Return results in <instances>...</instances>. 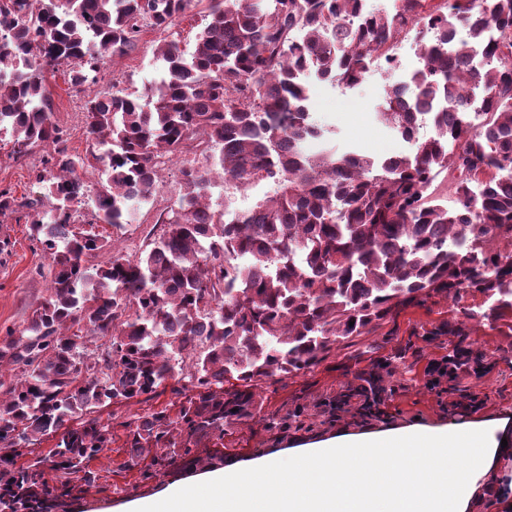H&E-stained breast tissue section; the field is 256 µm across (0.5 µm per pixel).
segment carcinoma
Wrapping results in <instances>:
<instances>
[{
  "instance_id": "cac0c4a2",
  "label": "carcinoma",
  "mask_w": 512,
  "mask_h": 512,
  "mask_svg": "<svg viewBox=\"0 0 512 512\" xmlns=\"http://www.w3.org/2000/svg\"><path fill=\"white\" fill-rule=\"evenodd\" d=\"M195 2L0 0V129L17 160L45 151V192L1 189L0 215L30 225L51 276L26 326L0 340V512H67L95 487L89 463L112 442V425L85 415L167 379L184 382L178 414L125 423L122 467L145 462L151 478L178 459L191 470L224 464L193 452L247 420L279 435L313 430L312 415L321 426L344 415L369 423L406 355L382 354L376 337L427 298L482 297L463 320L422 328L446 350L432 384L452 392L496 365L473 333L512 309V0H396L391 13L365 0H209L194 50L158 47L162 73L139 94L88 93L103 58L128 54L144 29L171 27ZM459 24L467 36L452 43ZM412 30L422 66L385 85L375 112L410 152H337L309 112L307 79L353 87ZM61 66L87 93L84 158L47 93L46 74ZM426 119L433 132L421 137ZM182 156L180 194L144 248L128 253L72 224L87 198L95 223L123 228L134 208L156 207L162 164ZM88 168L104 178L85 181ZM442 173L453 208L427 194ZM260 183L271 191L244 209H217L208 195L220 184L229 201ZM93 339L102 344L91 350ZM344 350L351 378L338 390L264 412L262 383ZM50 434L47 455L17 464Z\"/></svg>"
}]
</instances>
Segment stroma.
Wrapping results in <instances>:
<instances>
[{
	"instance_id": "1",
	"label": "stroma",
	"mask_w": 512,
	"mask_h": 512,
	"mask_svg": "<svg viewBox=\"0 0 512 512\" xmlns=\"http://www.w3.org/2000/svg\"><path fill=\"white\" fill-rule=\"evenodd\" d=\"M208 22L205 5H198L180 18L172 28L160 31L146 29L136 50L129 54L105 59L101 65V90L117 87L124 92L140 91L145 83L157 78L162 63L155 56L156 47L164 42H178L184 52H192L197 34ZM417 50L405 46L396 65L377 60L365 74L361 83L352 89H342L327 82L310 80V110L317 123L332 133V143L337 150H353L374 159L409 151V144L388 126L376 120L375 108L385 84L405 79L419 68ZM47 91L53 102L55 117L69 128V147L73 153L85 154L89 140L86 134L82 98L68 90L63 72L47 75ZM12 143L9 133L0 134V188L9 189L14 195L35 194L41 186L36 173L41 169L42 152L17 161L11 156ZM155 222V212L141 208L122 231H115L107 224L97 225L96 230L108 239L118 240L127 252H135L145 242ZM0 240L5 247L0 250V338L7 331L21 330L34 308L48 295L50 277L49 259L40 245L30 236L29 225L16 223L13 216H0ZM473 298L463 302L433 297L424 304L406 308L390 328L393 336L388 343L395 349L409 344L413 354L407 355L406 367L394 377V393L386 402L381 419L362 427L350 417L339 419L331 430L315 429L311 432H289L281 448L294 452L298 448L315 447L336 437L340 432L359 434L368 430L374 433L389 429L419 427L430 431L458 428L475 421L493 426H505L512 436V363L502 362L490 374L469 379L468 386L478 400L476 404L455 401L440 388L430 384L427 376L429 365L440 361L443 349L426 343L418 336L421 326L461 318L465 307L473 305ZM347 361L336 355L314 370L281 380H270L262 385L266 413L292 407L295 402L313 400L338 389L346 382ZM178 384L167 380L160 385L153 397L145 402L123 405H106L95 415L112 424V443L89 467L98 475L95 488L84 499L74 503L73 512H123L126 504L134 500H150L170 486L172 479L159 476L146 481L141 467L123 469L126 431L124 422L150 410L167 409L176 414L180 397ZM273 433L263 423L250 420L237 425L224 436V451L237 460L261 459L271 453Z\"/></svg>"
}]
</instances>
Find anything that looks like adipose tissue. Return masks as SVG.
Instances as JSON below:
<instances>
[{
  "instance_id": "adipose-tissue-1",
  "label": "adipose tissue",
  "mask_w": 512,
  "mask_h": 512,
  "mask_svg": "<svg viewBox=\"0 0 512 512\" xmlns=\"http://www.w3.org/2000/svg\"><path fill=\"white\" fill-rule=\"evenodd\" d=\"M483 422L445 434H342L283 468L278 455L177 481L132 512H468L501 447Z\"/></svg>"
}]
</instances>
